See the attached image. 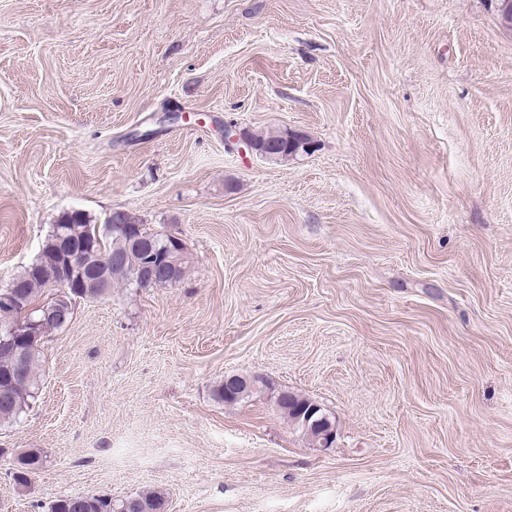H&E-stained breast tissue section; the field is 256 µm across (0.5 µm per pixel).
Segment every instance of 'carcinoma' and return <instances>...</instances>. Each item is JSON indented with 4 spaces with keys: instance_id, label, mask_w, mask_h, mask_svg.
Masks as SVG:
<instances>
[{
    "instance_id": "carcinoma-1",
    "label": "carcinoma",
    "mask_w": 512,
    "mask_h": 512,
    "mask_svg": "<svg viewBox=\"0 0 512 512\" xmlns=\"http://www.w3.org/2000/svg\"><path fill=\"white\" fill-rule=\"evenodd\" d=\"M59 224H76L86 233L96 234L97 224L89 215L74 210L62 215L57 220ZM110 224H127L137 230L144 238L155 240L157 248H162L165 240L163 232L153 230L139 222L138 218L125 211L112 213L108 220ZM102 245L92 254L84 257L89 269H107L111 272V287L93 295L95 299H102L112 294V288L124 286L126 288H139L137 283L128 275L126 268L140 265L146 258V253L126 252L123 250L124 242L117 236L101 237ZM62 259L51 245V239H46L39 256L21 272L12 282L24 285V292L31 302L38 304L46 298V291L50 290L48 278L58 269ZM41 339H31L22 345L24 357L21 361L9 358L0 360V378L14 379L10 385L0 387V427L16 423L21 414L35 399L42 371L40 345ZM43 462L41 452L34 448L23 452L18 457V463L24 466L20 475L16 477L22 485L31 484V475ZM167 507L165 497L156 492L139 493L123 499L113 500L105 496L96 495H64L51 500L46 506V512H162Z\"/></svg>"
}]
</instances>
